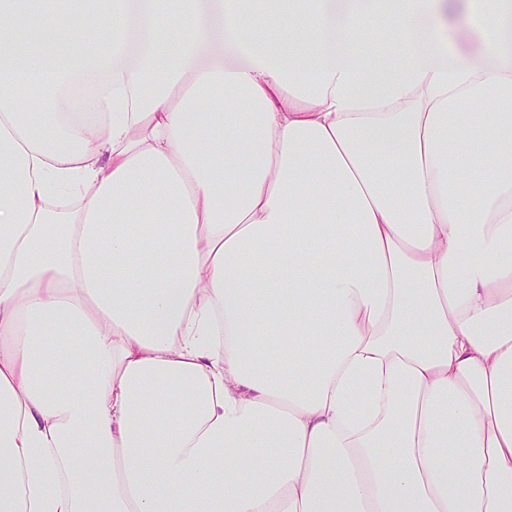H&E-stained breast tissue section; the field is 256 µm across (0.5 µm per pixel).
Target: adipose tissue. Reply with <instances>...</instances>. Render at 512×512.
Returning <instances> with one entry per match:
<instances>
[{"label": "adipose tissue", "instance_id": "adipose-tissue-1", "mask_svg": "<svg viewBox=\"0 0 512 512\" xmlns=\"http://www.w3.org/2000/svg\"><path fill=\"white\" fill-rule=\"evenodd\" d=\"M78 2L0 0V512H512V0ZM72 0H41L39 6L47 17H54L61 13H68L73 26L77 28L93 25L97 19L92 14L77 10Z\"/></svg>", "mask_w": 512, "mask_h": 512}]
</instances>
